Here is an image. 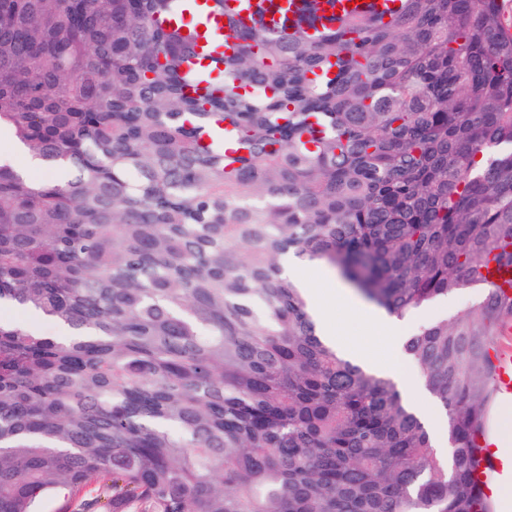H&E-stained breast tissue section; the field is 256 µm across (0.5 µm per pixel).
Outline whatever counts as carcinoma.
<instances>
[{
  "instance_id": "carcinoma-1",
  "label": "carcinoma",
  "mask_w": 512,
  "mask_h": 512,
  "mask_svg": "<svg viewBox=\"0 0 512 512\" xmlns=\"http://www.w3.org/2000/svg\"><path fill=\"white\" fill-rule=\"evenodd\" d=\"M180 0H0V129L65 182L0 164V512H491L477 438L512 296L506 0H399L315 39L261 0L210 58ZM336 267L398 317L483 298L405 350L451 464L395 382L340 357L282 273ZM267 6L269 8L267 21L271 28L281 30L293 24L295 15L292 12V8L288 10V12L285 11V9L289 7L287 0H280V3H275V0H273V3H267ZM289 13H292V17H289Z\"/></svg>"
}]
</instances>
